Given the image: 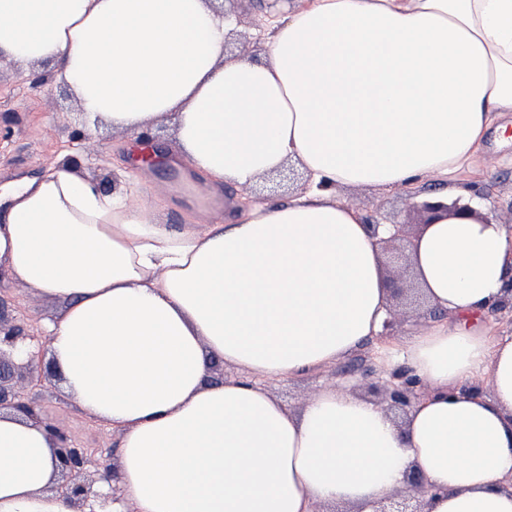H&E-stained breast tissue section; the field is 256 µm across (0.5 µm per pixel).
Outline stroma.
<instances>
[{
	"label": "stroma",
	"instance_id": "1",
	"mask_svg": "<svg viewBox=\"0 0 512 512\" xmlns=\"http://www.w3.org/2000/svg\"><path fill=\"white\" fill-rule=\"evenodd\" d=\"M504 131L490 130L474 168L460 174L454 182L462 193L480 187L488 194V216L512 232V113L500 119ZM81 115L71 96L56 83L33 87L29 71L13 64L0 65V183L37 174L47 159L79 158L91 174L110 170L117 159L118 141L111 128L100 126L91 133L97 146L94 155H80L76 146L78 131L83 130ZM133 181L140 188L164 192V221L185 223L188 213H195L203 223L223 222L226 208L236 201L234 185L224 187V207L216 209L203 184L187 185L175 166L152 173H136ZM338 201L358 205L374 204L385 222H417L410 210L408 191L404 188H340ZM0 293L16 296L18 314L37 325H44L59 312L56 301L14 280L0 265ZM337 367L329 365L320 371L294 378L270 381L266 387L290 410H300L305 402L334 378ZM35 395L42 409L71 435L80 447L95 449L93 469L112 465L118 438L106 426L88 417L61 389L57 380L36 387Z\"/></svg>",
	"mask_w": 512,
	"mask_h": 512
}]
</instances>
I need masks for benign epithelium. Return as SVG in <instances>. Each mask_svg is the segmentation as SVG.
Masks as SVG:
<instances>
[{"label": "benign epithelium", "instance_id": "7a95c632", "mask_svg": "<svg viewBox=\"0 0 512 512\" xmlns=\"http://www.w3.org/2000/svg\"><path fill=\"white\" fill-rule=\"evenodd\" d=\"M412 208L421 217L420 225L433 224L447 212L451 215L473 217L477 212L467 203L444 204L431 199L415 201ZM393 232L376 240L380 254L397 264L396 274L385 279L388 293L393 300L388 318L380 334L385 340L396 335L399 326L405 321L408 307L421 312L430 319L442 317L415 283L411 258L398 252L399 243L407 239L406 223L392 224ZM17 309L13 297H0V407L9 405L17 411L39 421L50 431L57 442L56 452L60 460V480L55 491L69 504L73 512H85L90 498L96 495L95 485L109 478L104 474L98 477L89 471V449L74 446L70 436L51 419L41 414L38 404L32 397V390L38 384L56 377L51 366H34L30 362L16 359L14 350L20 341L32 338L26 325L13 315ZM420 382L405 369H398L387 377L378 376L369 386V391L378 398V403L394 413L395 418L403 419L409 409L419 399ZM425 485L424 476L413 471L407 477L406 492H395L391 497L377 503L374 512H424L422 499Z\"/></svg>", "mask_w": 512, "mask_h": 512}]
</instances>
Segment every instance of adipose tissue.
Returning a JSON list of instances; mask_svg holds the SVG:
<instances>
[{"instance_id": "adipose-tissue-1", "label": "adipose tissue", "mask_w": 512, "mask_h": 512, "mask_svg": "<svg viewBox=\"0 0 512 512\" xmlns=\"http://www.w3.org/2000/svg\"><path fill=\"white\" fill-rule=\"evenodd\" d=\"M216 0H0V59L48 64L88 128L172 122L170 159L211 193L296 163L288 202L162 223L123 168L110 188L55 162L0 186V264L57 300L40 351L117 435L113 512H372L421 472L425 512H512V338L481 318L512 232L443 217L412 263L446 320L387 348L426 388L404 426L352 388L292 411L265 381L378 336L388 293L361 207L336 187L448 184L512 112V0H296L259 60L228 59ZM241 370L218 380L212 364ZM489 381L491 393L463 387ZM44 425L0 408V512H70Z\"/></svg>"}]
</instances>
